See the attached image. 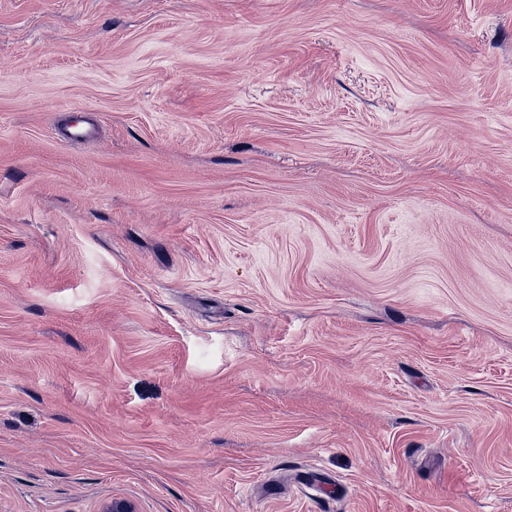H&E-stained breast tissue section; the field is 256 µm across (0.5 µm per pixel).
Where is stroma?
I'll use <instances>...</instances> for the list:
<instances>
[{
  "instance_id": "35a3bbf8",
  "label": "stroma",
  "mask_w": 512,
  "mask_h": 512,
  "mask_svg": "<svg viewBox=\"0 0 512 512\" xmlns=\"http://www.w3.org/2000/svg\"><path fill=\"white\" fill-rule=\"evenodd\" d=\"M111 499L512 512V0H0V512Z\"/></svg>"
}]
</instances>
